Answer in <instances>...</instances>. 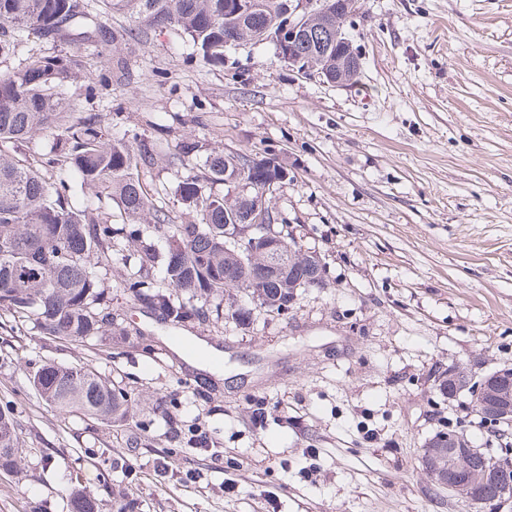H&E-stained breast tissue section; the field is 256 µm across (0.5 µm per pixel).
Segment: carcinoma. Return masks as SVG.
Returning a JSON list of instances; mask_svg holds the SVG:
<instances>
[{
	"label": "carcinoma",
	"mask_w": 512,
	"mask_h": 512,
	"mask_svg": "<svg viewBox=\"0 0 512 512\" xmlns=\"http://www.w3.org/2000/svg\"><path fill=\"white\" fill-rule=\"evenodd\" d=\"M132 3L152 27L174 28L190 36L202 60L224 65V50L274 26L285 12V0H254L247 15L236 0H104ZM34 37L44 42L104 41L107 28L86 0H0V59ZM78 60L63 55H31L21 66L0 70V311L29 322L40 333L66 341L104 336L112 312L97 269L112 264L121 243H139L129 251L137 271L127 288L162 322L173 325L193 315L209 318V306L236 319L250 310L238 304L244 295L268 312H281L297 288L310 283L313 271L305 258L288 274L274 277L256 257L224 248L229 213L225 197L205 191L196 178L178 186L182 200L199 208L194 224H173L162 202L143 180L154 157L165 151L156 140L129 145L109 136L96 116L65 111L58 89L68 82ZM59 132L68 144L65 163L71 180L97 189L95 199H68L67 180L49 176L55 159H20L5 151L9 143L37 132ZM211 178L224 179V154L206 158ZM120 200V214L150 221L131 229L100 213L104 198ZM163 239L167 253L161 283L150 278L157 259L150 239ZM165 291H160V288ZM38 395L59 413H80L110 423L124 416L127 394L112 387L89 367L46 363L32 376ZM18 423L0 410V473H14L20 454ZM71 512H100L96 499L81 484L70 491Z\"/></svg>",
	"instance_id": "carcinoma-1"
}]
</instances>
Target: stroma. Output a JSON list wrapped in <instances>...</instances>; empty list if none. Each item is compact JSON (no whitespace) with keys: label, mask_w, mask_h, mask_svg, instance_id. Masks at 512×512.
Returning <instances> with one entry per match:
<instances>
[{"label":"stroma","mask_w":512,"mask_h":512,"mask_svg":"<svg viewBox=\"0 0 512 512\" xmlns=\"http://www.w3.org/2000/svg\"><path fill=\"white\" fill-rule=\"evenodd\" d=\"M109 43H23L5 62L71 54L61 94L128 142L203 145L146 177L173 223L177 193L211 151L287 165L270 199L325 270L287 313L243 324L143 312L124 251L99 276L112 339L64 341L6 319L0 407L19 423L22 472L0 475V512H69L74 482L102 512H462L426 477L441 429L506 450L468 400H447L449 366H512V0H358L344 30L362 57L352 84L289 71L272 43L192 59L189 36L113 10ZM109 67L106 87L90 72ZM91 366L123 389L124 419L62 416L30 377ZM263 403L264 425L252 409Z\"/></svg>","instance_id":"obj_1"}]
</instances>
